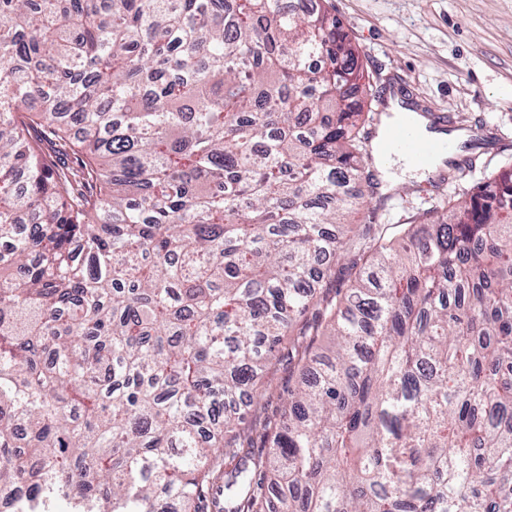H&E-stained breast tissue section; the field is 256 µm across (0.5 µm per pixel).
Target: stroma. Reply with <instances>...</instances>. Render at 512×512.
Here are the masks:
<instances>
[{
  "label": "stroma",
  "instance_id": "obj_1",
  "mask_svg": "<svg viewBox=\"0 0 512 512\" xmlns=\"http://www.w3.org/2000/svg\"><path fill=\"white\" fill-rule=\"evenodd\" d=\"M360 49L372 85L420 109L447 114L455 129L487 135L464 148L473 171L453 184L426 175L400 182L392 222L408 223L443 196H468L477 181L512 165V0H328Z\"/></svg>",
  "mask_w": 512,
  "mask_h": 512
}]
</instances>
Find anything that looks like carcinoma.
<instances>
[{
  "mask_svg": "<svg viewBox=\"0 0 512 512\" xmlns=\"http://www.w3.org/2000/svg\"><path fill=\"white\" fill-rule=\"evenodd\" d=\"M374 102L326 6L0 0V512H512V167L348 224Z\"/></svg>",
  "mask_w": 512,
  "mask_h": 512,
  "instance_id": "1",
  "label": "carcinoma"
}]
</instances>
